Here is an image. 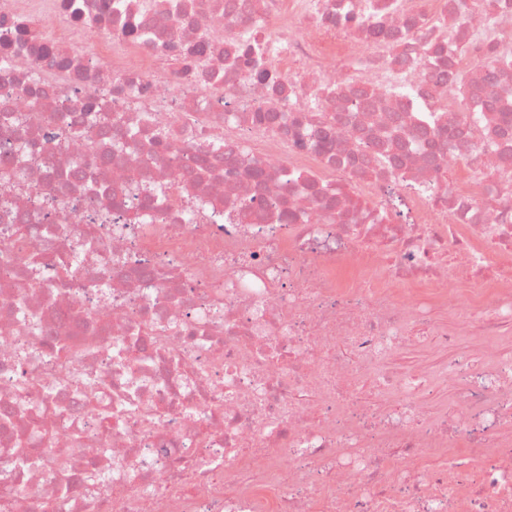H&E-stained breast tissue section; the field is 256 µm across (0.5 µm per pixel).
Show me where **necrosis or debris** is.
<instances>
[{
    "mask_svg": "<svg viewBox=\"0 0 512 512\" xmlns=\"http://www.w3.org/2000/svg\"><path fill=\"white\" fill-rule=\"evenodd\" d=\"M493 42L512 0H0V512H512Z\"/></svg>",
    "mask_w": 512,
    "mask_h": 512,
    "instance_id": "4bbe7bcc",
    "label": "necrosis or debris"
}]
</instances>
